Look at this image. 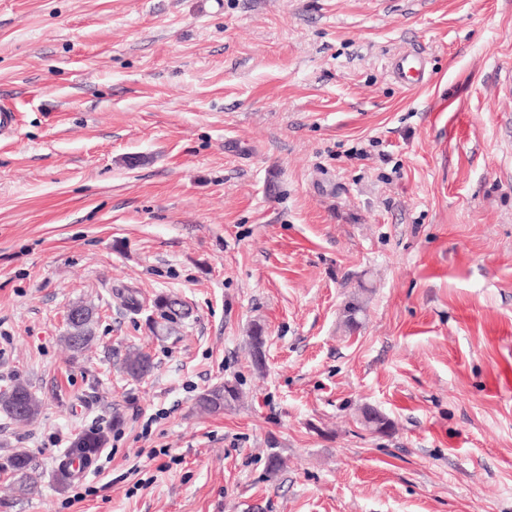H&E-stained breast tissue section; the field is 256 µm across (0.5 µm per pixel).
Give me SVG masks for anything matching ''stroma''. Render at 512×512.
<instances>
[{
    "instance_id": "stroma-1",
    "label": "stroma",
    "mask_w": 512,
    "mask_h": 512,
    "mask_svg": "<svg viewBox=\"0 0 512 512\" xmlns=\"http://www.w3.org/2000/svg\"><path fill=\"white\" fill-rule=\"evenodd\" d=\"M416 45L409 94L388 63ZM507 68L512 0H0V390L42 401L0 418L38 484L0 472V512H512ZM122 286L192 315L153 333ZM227 379L241 402L200 414ZM390 67L397 84L408 92L423 87L431 79L428 55L419 48L393 58ZM73 305L79 312L80 318L74 321L68 317L66 330L62 339L73 356L83 353L95 341V324L93 308L82 303ZM81 305V306H79ZM154 369L150 354L141 350L129 351L123 360L124 372L134 380H140ZM40 409V401L26 385L15 384L0 392V415L6 419L31 421L39 415ZM108 442V431L101 427L90 428L79 433L72 441L71 446L64 454V459L60 461L55 471L56 481L60 486L68 484L76 473L71 469V460L78 458L83 465V469L88 467L97 454L105 447ZM74 448H80L74 452Z\"/></svg>"
}]
</instances>
